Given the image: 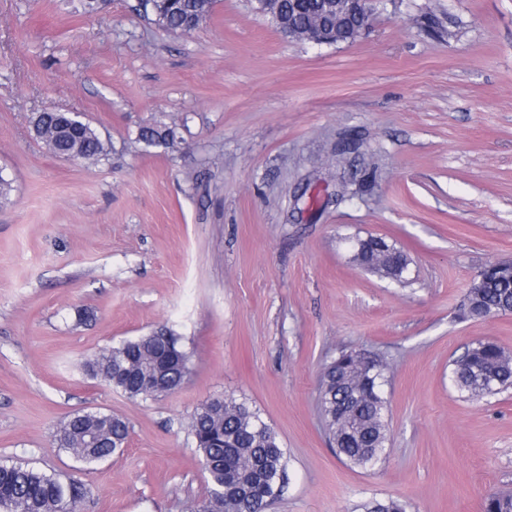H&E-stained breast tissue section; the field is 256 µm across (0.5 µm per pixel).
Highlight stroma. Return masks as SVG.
<instances>
[{
	"mask_svg": "<svg viewBox=\"0 0 512 512\" xmlns=\"http://www.w3.org/2000/svg\"><path fill=\"white\" fill-rule=\"evenodd\" d=\"M83 114L110 148L93 167L37 141L32 113ZM180 125L168 151L139 129ZM0 459L88 484L86 512H184L206 491L188 423L246 402L275 430L288 481L268 512H483L512 492V389L464 399L452 363L512 351V315L462 318L512 262V0H376L350 43L282 36L255 0H217L195 33L140 0L85 17L71 0H0ZM407 254L404 283L352 244ZM85 320H78V312ZM175 330L191 373L132 400L90 378L95 351ZM342 348L388 358V456L341 461L317 408ZM130 425L92 469L58 448L70 415Z\"/></svg>",
	"mask_w": 512,
	"mask_h": 512,
	"instance_id": "1",
	"label": "stroma"
}]
</instances>
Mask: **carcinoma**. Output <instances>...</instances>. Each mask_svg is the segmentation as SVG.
I'll return each instance as SVG.
<instances>
[{
    "label": "carcinoma",
    "mask_w": 512,
    "mask_h": 512,
    "mask_svg": "<svg viewBox=\"0 0 512 512\" xmlns=\"http://www.w3.org/2000/svg\"><path fill=\"white\" fill-rule=\"evenodd\" d=\"M158 24L174 34H188L213 12L210 0H163ZM266 11L277 29L288 35L296 23L307 34L336 23L324 0H268ZM66 112H39L31 120L38 141L54 156L95 164L107 155L101 135L90 123L68 129ZM144 148L172 149L180 140L177 127L149 124L139 129ZM353 259L361 267L384 271L404 282L406 254L380 239L359 240ZM512 313V274L495 270L481 288H470L464 315L480 320ZM86 372L130 399L158 397L180 388L190 373V354L171 330H160L93 354ZM389 366L380 354L341 349L321 375L318 411L336 455L353 468L372 469L385 459L389 442V404L385 397ZM456 389L471 402L512 388V353L492 341H478L456 359ZM198 462L206 474L204 497L188 512H250L256 499H275L283 490L287 457L274 429L243 402L213 399L198 408L189 423ZM130 436L128 423L112 413L73 414L57 431L59 448L87 467L123 454ZM89 485L48 474L21 460L0 461V512H83ZM354 512H406L395 499L371 498ZM484 512H512V493L486 498Z\"/></svg>",
    "instance_id": "carcinoma-1"
}]
</instances>
